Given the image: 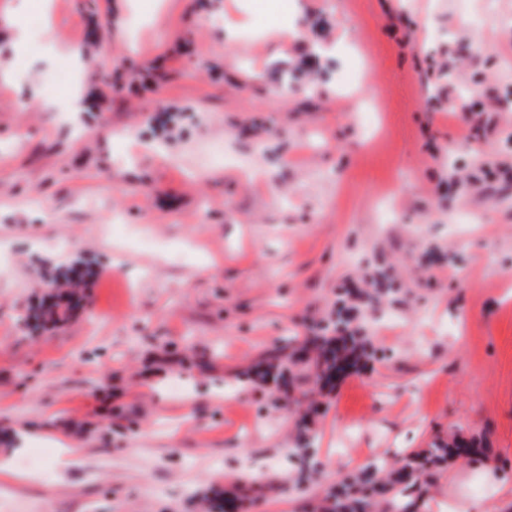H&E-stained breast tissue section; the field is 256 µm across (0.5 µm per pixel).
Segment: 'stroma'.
Wrapping results in <instances>:
<instances>
[{"instance_id":"1","label":"stroma","mask_w":512,"mask_h":512,"mask_svg":"<svg viewBox=\"0 0 512 512\" xmlns=\"http://www.w3.org/2000/svg\"><path fill=\"white\" fill-rule=\"evenodd\" d=\"M73 76L62 84L60 72ZM512 0H50L0 77V512H317L457 433L420 512L512 485ZM68 242L65 250L54 241ZM95 272L60 329L50 281ZM386 266L382 360L303 413L249 374ZM29 436L24 446L14 440ZM307 434L319 462L298 483Z\"/></svg>"}]
</instances>
